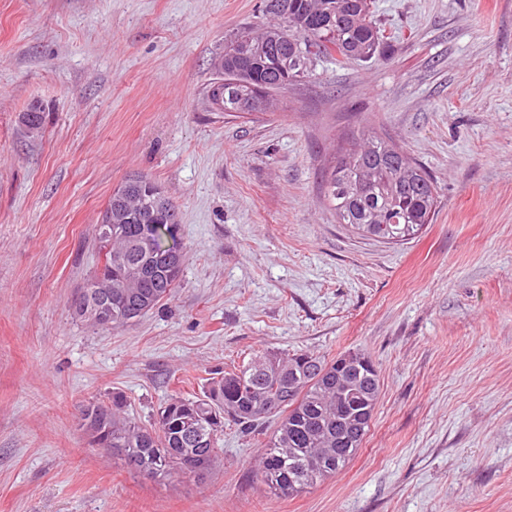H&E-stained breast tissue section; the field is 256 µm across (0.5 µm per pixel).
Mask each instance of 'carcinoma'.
<instances>
[{
    "instance_id": "obj_1",
    "label": "carcinoma",
    "mask_w": 512,
    "mask_h": 512,
    "mask_svg": "<svg viewBox=\"0 0 512 512\" xmlns=\"http://www.w3.org/2000/svg\"><path fill=\"white\" fill-rule=\"evenodd\" d=\"M263 9L278 23L245 26L224 42L223 112L267 111L272 93L310 77L314 59L381 60L392 49L368 0H265ZM132 184L140 185V193L124 200L113 191L106 209L122 202L128 220L109 239L95 236L103 261L71 303L74 318L94 327L134 322L167 300L182 275L179 208L170 205L173 215L164 220L145 205L158 184L140 175L124 186ZM322 190L337 223L389 244L416 238L432 223L438 203L433 178L379 136L339 153ZM162 223L176 256L143 248ZM109 291L110 310L104 308ZM345 358L341 372L337 362ZM364 362L371 360L358 352L330 361L307 353L268 354L224 372L200 397H171L150 427L132 418L123 394L114 392L80 406V428L91 447L112 453L146 479L180 473L203 479L219 458L224 422L249 436L275 417L258 476L270 494L290 498L343 470L361 447L380 388L377 370L362 368Z\"/></svg>"
}]
</instances>
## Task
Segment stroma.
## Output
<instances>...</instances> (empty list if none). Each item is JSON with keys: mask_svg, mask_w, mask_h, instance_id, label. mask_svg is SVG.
<instances>
[{"mask_svg": "<svg viewBox=\"0 0 512 512\" xmlns=\"http://www.w3.org/2000/svg\"><path fill=\"white\" fill-rule=\"evenodd\" d=\"M261 2L0 0V512H512V0H373L388 61L320 60L269 112L218 111L214 63ZM365 133L437 185L406 244L351 232L323 197ZM136 174L180 208L182 278L92 327L70 301ZM266 351H358L380 377L354 460L297 496L257 477L271 419L225 425L201 481L145 479L78 427L116 391L153 425Z\"/></svg>", "mask_w": 512, "mask_h": 512, "instance_id": "35a3bbf8", "label": "stroma"}]
</instances>
